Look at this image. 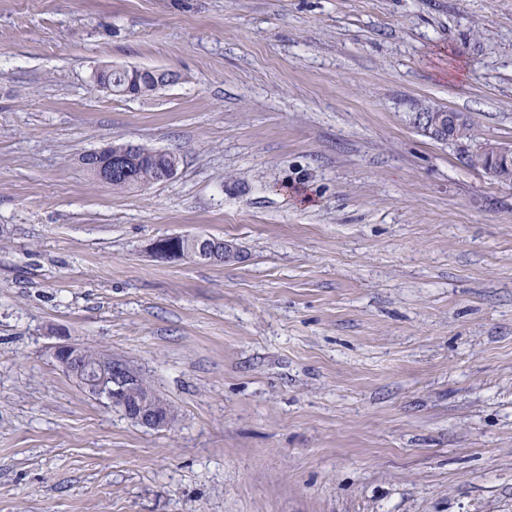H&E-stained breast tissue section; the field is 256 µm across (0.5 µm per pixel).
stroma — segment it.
Here are the masks:
<instances>
[{"mask_svg": "<svg viewBox=\"0 0 512 512\" xmlns=\"http://www.w3.org/2000/svg\"><path fill=\"white\" fill-rule=\"evenodd\" d=\"M105 66L180 79L114 96ZM110 142L178 171L112 192L80 162ZM487 142L512 0H0V512H512ZM178 234L241 258L157 259ZM61 335L140 368L168 426L60 371ZM457 113L450 110L430 109L417 115L418 125L427 136L437 141L461 143L465 117ZM120 407L128 418L146 428L158 429L167 425L166 422L161 419L158 411L152 407L148 399L133 406L121 404Z\"/></svg>", "mask_w": 512, "mask_h": 512, "instance_id": "stroma-1", "label": "stroma"}]
</instances>
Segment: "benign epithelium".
Wrapping results in <instances>:
<instances>
[{"instance_id":"benign-epithelium-1","label":"benign epithelium","mask_w":512,"mask_h":512,"mask_svg":"<svg viewBox=\"0 0 512 512\" xmlns=\"http://www.w3.org/2000/svg\"><path fill=\"white\" fill-rule=\"evenodd\" d=\"M130 72L140 74L141 82L154 84L155 88L164 87L176 81L174 72L162 77L163 70L148 68H128ZM418 125L429 137L443 142H461L462 127L465 117L443 109H431L417 115ZM133 154L142 156H158L160 151L149 150L131 143L112 146V157L109 164L99 168L100 180L109 184L113 175L122 176L129 173L126 162ZM466 161L476 168H481L492 177H497V171L502 166L512 165V148L494 143H485L479 148L466 153ZM185 243L193 245L198 258H206L212 262L230 261L240 258L235 247L224 241L215 240L203 235H172L156 240L151 245L153 254L164 256L166 260L178 262L183 259L181 246ZM82 344L67 336L59 337L52 347V355L62 370L71 373L73 379L81 383L89 393L103 396L111 403L119 401L120 396L133 385L136 373L131 362L123 357L111 356L105 363L94 369L85 368L80 362ZM124 414L135 423L146 428L158 429L166 426L157 410L145 399L133 406L121 405Z\"/></svg>"}]
</instances>
